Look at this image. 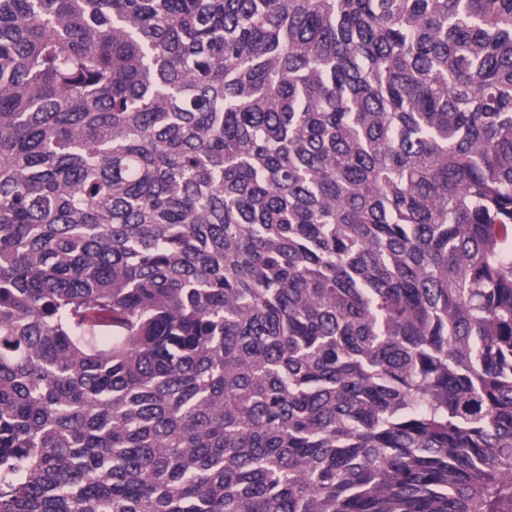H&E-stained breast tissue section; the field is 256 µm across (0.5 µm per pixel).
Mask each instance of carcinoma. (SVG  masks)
Instances as JSON below:
<instances>
[{"label":"carcinoma","mask_w":512,"mask_h":512,"mask_svg":"<svg viewBox=\"0 0 512 512\" xmlns=\"http://www.w3.org/2000/svg\"><path fill=\"white\" fill-rule=\"evenodd\" d=\"M0 512H512V0H0Z\"/></svg>","instance_id":"obj_1"}]
</instances>
